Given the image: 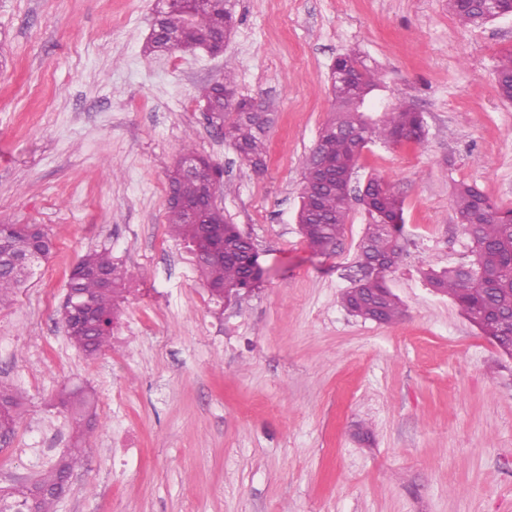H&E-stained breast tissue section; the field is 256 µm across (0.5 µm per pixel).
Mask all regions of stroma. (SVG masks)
I'll list each match as a JSON object with an SVG mask.
<instances>
[{"label": "stroma", "instance_id": "1", "mask_svg": "<svg viewBox=\"0 0 512 512\" xmlns=\"http://www.w3.org/2000/svg\"><path fill=\"white\" fill-rule=\"evenodd\" d=\"M157 0H0V224H39L53 249L0 309V384L27 419L0 447V486L69 448L66 388L95 394L97 435L55 512H512V357L423 270L467 263L452 205L477 185L512 208V103L494 70L512 16L460 25L448 0H234L224 52L143 51ZM356 51L426 136L368 145L356 185L403 201V317L348 312L367 215L336 249L300 232L301 173L333 110L328 75ZM235 73L272 104L265 171L208 123L201 86ZM224 171L217 202L252 239L263 275L216 301L166 223L184 142ZM108 248L126 274L112 348L86 358L61 307L70 269Z\"/></svg>", "mask_w": 512, "mask_h": 512}]
</instances>
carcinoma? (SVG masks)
Here are the masks:
<instances>
[{
    "instance_id": "cac0c4a2",
    "label": "carcinoma",
    "mask_w": 512,
    "mask_h": 512,
    "mask_svg": "<svg viewBox=\"0 0 512 512\" xmlns=\"http://www.w3.org/2000/svg\"><path fill=\"white\" fill-rule=\"evenodd\" d=\"M224 5L202 7L197 0H163L160 11L165 21L162 28L152 33L144 46L148 55L164 54L172 49L194 52L211 51L212 44L221 41L226 31L234 29L236 18L232 0ZM448 7L464 25L478 26L490 22L497 14L487 11V4L474 0L464 5L448 0ZM343 63L354 69L358 83L353 86L330 79V92L334 103L331 118L322 126L312 153H324L347 172L356 168L358 159L353 155V138L342 132L347 128L361 139L363 145L375 141L397 144V135L418 130L415 142L425 136L424 119L404 102L383 113L379 121L371 122L361 111L367 96L380 84L381 76L369 68L356 53L344 56ZM512 50L506 51L495 71L497 93L505 101L512 99ZM237 94L232 74L224 72V83L207 85L201 98L211 106L212 126L224 136L247 165L255 171L266 168L268 158L267 132L273 122L267 108L252 97L239 96L238 111H226L224 94ZM168 185L184 196L200 195L204 184L183 179L178 167L168 174ZM366 192L382 197L381 206L367 209L368 224L359 244V261L370 257H385L388 268L397 267L403 251L398 236L404 224L403 201L380 179L367 181ZM353 197L343 190L328 194L320 202V223L307 227L310 215L306 202H301L298 220L302 235L308 244L321 252L337 242L352 209ZM458 223L470 240L472 259L464 267L424 272L427 284L435 291L450 297L463 315L484 336L497 343L506 355L512 356V223L504 222L498 206L477 186L460 183L452 199ZM167 224L184 241L191 244L202 232L186 212L170 208ZM224 243L228 256L222 262L199 261L197 267L204 277L211 296L224 298V293L241 295L248 287L246 260L257 257L252 246L240 237L236 225L224 223ZM53 240L39 224H6L0 227V250L16 255L36 251L44 258L50 254ZM76 267L83 274L67 280V288L81 298L89 299L107 327L99 332L75 330L67 332L69 341L87 358H93L111 345L110 319L117 315L118 298L123 291L124 275L106 249L83 255ZM27 280V275L12 269L0 272V307L11 301L16 288ZM362 300L370 308L373 319L378 315L381 323H391L403 315L400 300L386 282L359 278L342 296L350 307ZM61 403L70 409L74 423V442L39 479L28 484L6 487V502L17 512H54L57 498L42 492L59 484L62 474L72 473L81 461L83 448L97 430L93 393L82 387L61 392ZM0 443L10 442L16 428L23 421L17 393L0 384Z\"/></svg>"
}]
</instances>
